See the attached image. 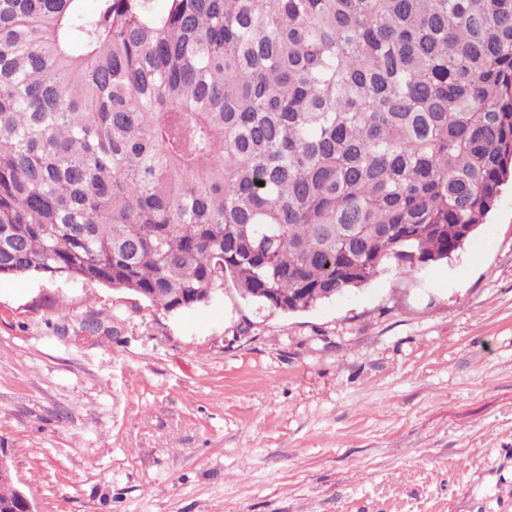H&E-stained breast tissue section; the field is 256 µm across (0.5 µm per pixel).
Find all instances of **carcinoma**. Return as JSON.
<instances>
[{"instance_id": "1", "label": "carcinoma", "mask_w": 512, "mask_h": 512, "mask_svg": "<svg viewBox=\"0 0 512 512\" xmlns=\"http://www.w3.org/2000/svg\"><path fill=\"white\" fill-rule=\"evenodd\" d=\"M511 175L512 0H0V277L306 311Z\"/></svg>"}]
</instances>
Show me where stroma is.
Listing matches in <instances>:
<instances>
[{"label":"stroma","mask_w":512,"mask_h":512,"mask_svg":"<svg viewBox=\"0 0 512 512\" xmlns=\"http://www.w3.org/2000/svg\"><path fill=\"white\" fill-rule=\"evenodd\" d=\"M1 456L35 512H512V184L302 312L1 277Z\"/></svg>","instance_id":"obj_1"}]
</instances>
